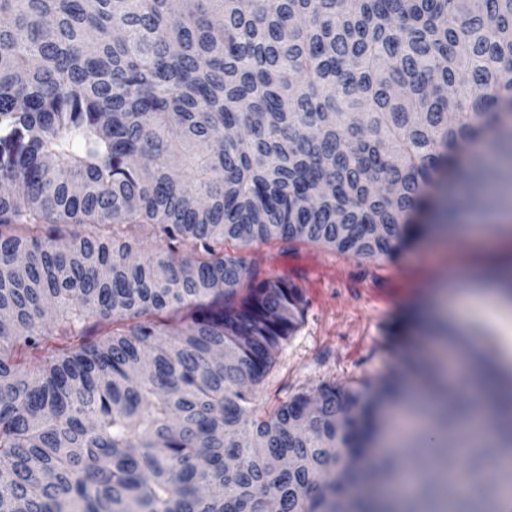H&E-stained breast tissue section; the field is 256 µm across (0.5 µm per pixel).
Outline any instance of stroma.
Segmentation results:
<instances>
[{
	"label": "stroma",
	"mask_w": 512,
	"mask_h": 512,
	"mask_svg": "<svg viewBox=\"0 0 512 512\" xmlns=\"http://www.w3.org/2000/svg\"><path fill=\"white\" fill-rule=\"evenodd\" d=\"M418 221L430 225V232L392 260L341 254L309 242L251 244L265 270L287 277L302 272L317 282L306 291L301 326L256 391L255 413L324 382L375 384L402 369L409 357L424 368L408 375L410 388L427 389L429 377H441L433 349L444 341L432 326L452 322L450 296L471 288L469 269L497 262L480 244L497 226L491 216L469 211L453 179Z\"/></svg>",
	"instance_id": "1"
}]
</instances>
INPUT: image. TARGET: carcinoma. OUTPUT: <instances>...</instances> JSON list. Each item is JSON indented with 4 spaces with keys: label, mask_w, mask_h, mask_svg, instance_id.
Returning <instances> with one entry per match:
<instances>
[{
    "label": "carcinoma",
    "mask_w": 512,
    "mask_h": 512,
    "mask_svg": "<svg viewBox=\"0 0 512 512\" xmlns=\"http://www.w3.org/2000/svg\"><path fill=\"white\" fill-rule=\"evenodd\" d=\"M489 129L477 209L512 186V0H0V512H492L512 379L489 439L450 390L374 462L400 374L250 415L307 299L244 252L393 258Z\"/></svg>",
    "instance_id": "cac0c4a2"
}]
</instances>
